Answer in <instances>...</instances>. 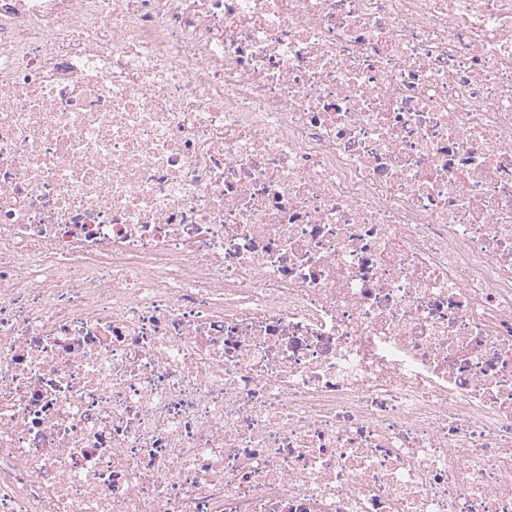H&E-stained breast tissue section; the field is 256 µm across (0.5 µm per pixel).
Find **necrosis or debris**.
Masks as SVG:
<instances>
[{
    "instance_id": "4bbe7bcc",
    "label": "necrosis or debris",
    "mask_w": 512,
    "mask_h": 512,
    "mask_svg": "<svg viewBox=\"0 0 512 512\" xmlns=\"http://www.w3.org/2000/svg\"><path fill=\"white\" fill-rule=\"evenodd\" d=\"M0 512H512V0H0Z\"/></svg>"
}]
</instances>
